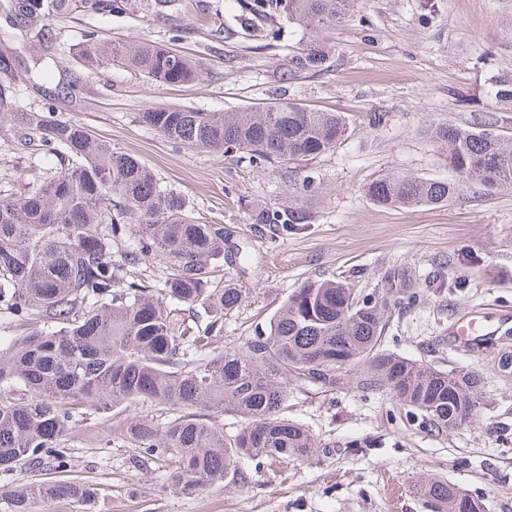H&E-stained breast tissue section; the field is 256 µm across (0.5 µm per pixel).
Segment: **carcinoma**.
I'll list each match as a JSON object with an SVG mask.
<instances>
[{"instance_id": "1", "label": "carcinoma", "mask_w": 512, "mask_h": 512, "mask_svg": "<svg viewBox=\"0 0 512 512\" xmlns=\"http://www.w3.org/2000/svg\"><path fill=\"white\" fill-rule=\"evenodd\" d=\"M18 26L33 25L41 0H22ZM355 0H248L260 23L279 12L315 33L289 55L288 74L317 71L327 47L321 33L340 22ZM86 14L123 11V0H79ZM93 74L106 65L130 68L167 86L199 77L196 64L157 42L106 43L94 33L72 48ZM51 154L72 166L41 175L19 191L0 193V317H37L43 326L0 340V472L49 459L66 466L63 437L76 418L110 405L149 404L168 414L163 424L124 419L112 434L135 450L134 463L165 470L162 487L198 492L228 477L244 481L247 462L307 460L317 438L288 417V382L336 390L340 369L359 374L356 387L387 391L406 416L440 435L470 422L482 380L470 370L447 372L381 349L393 313L423 294L404 274L389 271L382 292L361 294L336 279L307 280L241 346H218L224 315L241 291L220 277L224 226L196 221L185 199L160 184L138 158L112 150L85 127L54 112H25ZM139 123L176 145L222 155L237 149L270 164L316 158L348 133L338 112L281 102L266 109L200 112L148 107ZM457 177L448 182L387 177L367 196L387 208L440 206L465 186L488 192L512 187V140L487 130L448 124L435 131ZM297 204L271 205L253 214V231L280 234L307 224ZM159 260L152 281L128 275L140 261ZM210 315L200 321L196 307ZM220 408L234 430L206 423L200 410ZM433 512H483L482 502L447 480L419 486ZM67 497L94 512V484L72 478L16 484L7 491L10 512H31L34 497Z\"/></svg>"}]
</instances>
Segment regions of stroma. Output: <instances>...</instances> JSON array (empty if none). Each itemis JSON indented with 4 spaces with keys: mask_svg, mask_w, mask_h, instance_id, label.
<instances>
[{
    "mask_svg": "<svg viewBox=\"0 0 512 512\" xmlns=\"http://www.w3.org/2000/svg\"><path fill=\"white\" fill-rule=\"evenodd\" d=\"M126 2L112 17L45 14L34 30L51 46L46 77L36 63L42 42L0 15V80L11 85L0 112V189L67 168L16 120L54 109L138 157L185 196L200 222L223 225L224 278L243 296L224 317L223 345L254 335L307 280L335 278L369 293L387 269L402 268L426 295L392 317L384 349L448 372H479L483 389L470 423L435 436L410 425L390 394L363 396L349 370H340L332 394L289 386L293 416L322 442L317 456L250 463L245 482L192 495L160 490L163 468L132 466V449L112 435L119 418L157 422L159 411L108 407L65 436L67 477L97 485L95 512H431L419 493L428 476L479 497L484 512H512V372L498 366L512 353V336L478 351L448 345L449 324L465 312L512 310V189L488 195L467 187L445 205L403 209L377 206L365 193L387 176L453 178L435 128L453 123L512 138V99L499 94L512 80V0H355L326 33L324 68L292 77L288 55L312 33L286 17L272 20L279 37L268 43L242 0H175L165 16L150 0ZM89 31L107 42H172L201 76L173 87L120 67L84 74L69 49ZM74 80L79 89L65 93ZM280 102L340 112L349 123L345 140L289 179L244 153L174 146L137 120L151 106L236 112ZM295 202L310 211L309 223L285 235L254 233L255 207Z\"/></svg>",
    "mask_w": 512,
    "mask_h": 512,
    "instance_id": "stroma-1",
    "label": "stroma"
}]
</instances>
